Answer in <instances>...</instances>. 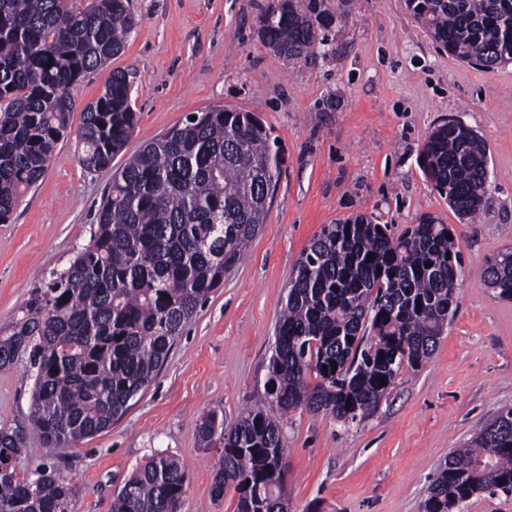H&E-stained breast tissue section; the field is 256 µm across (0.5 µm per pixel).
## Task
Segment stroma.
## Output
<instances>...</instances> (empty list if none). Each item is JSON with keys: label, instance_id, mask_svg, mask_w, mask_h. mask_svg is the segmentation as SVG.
<instances>
[{"label": "stroma", "instance_id": "1", "mask_svg": "<svg viewBox=\"0 0 512 512\" xmlns=\"http://www.w3.org/2000/svg\"><path fill=\"white\" fill-rule=\"evenodd\" d=\"M267 4L132 0L138 25L124 51L80 83L71 136L0 223L5 327L97 228L112 173L79 164L74 132L82 107L100 96L114 69L134 76L137 123L113 168L187 114L211 108L257 115L285 158L245 257L108 429L69 448H44L30 433L28 359L0 369V426L24 438L18 471L54 468L77 488L72 512H111L115 489L160 452L188 475L181 512H236L233 490L212 494L221 451L203 447L197 427L212 412L234 421L263 396L302 251L323 225L358 214L399 230L424 213L449 224L463 286L435 353L405 370L365 420L346 426L302 407L283 418L289 512H422L439 463L512 407V300L481 282L486 259L512 248V63L488 71L438 50L405 0H345L327 54L291 61L256 35ZM451 115L487 144V201L473 221L453 213L419 164L425 138Z\"/></svg>", "mask_w": 512, "mask_h": 512}]
</instances>
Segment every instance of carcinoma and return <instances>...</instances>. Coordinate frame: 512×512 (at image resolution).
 Here are the masks:
<instances>
[{
    "label": "carcinoma",
    "mask_w": 512,
    "mask_h": 512,
    "mask_svg": "<svg viewBox=\"0 0 512 512\" xmlns=\"http://www.w3.org/2000/svg\"><path fill=\"white\" fill-rule=\"evenodd\" d=\"M80 2L0 0V223L69 136L76 86L119 55L136 26L130 0ZM407 7L448 54L487 69L512 61V0ZM268 14L261 42L276 54L307 61L329 45L331 0H269L260 17ZM133 79L112 71L104 93L83 108L77 140L85 169L106 170L124 150L136 123ZM283 165L253 113L214 108L149 141L112 174L90 243L0 333V368L29 356L31 420L44 447L104 431L151 384L199 304L265 223V193ZM421 165L461 219L476 216L488 183L476 131L441 123L423 143ZM450 234L432 216L395 234L356 215L310 240L289 282L264 400L228 426L214 414L199 424L201 444L222 449L214 497L231 486L237 512H288L278 415L304 407L352 423L433 354L463 275ZM482 281L512 299L511 249L487 259ZM23 447L20 435L0 427V460H17ZM186 482L181 465L158 453L113 492L112 512H180ZM484 490L512 494V408L448 454L423 512H459ZM75 495L49 467H0V512H71Z\"/></svg>",
    "instance_id": "obj_1"
}]
</instances>
